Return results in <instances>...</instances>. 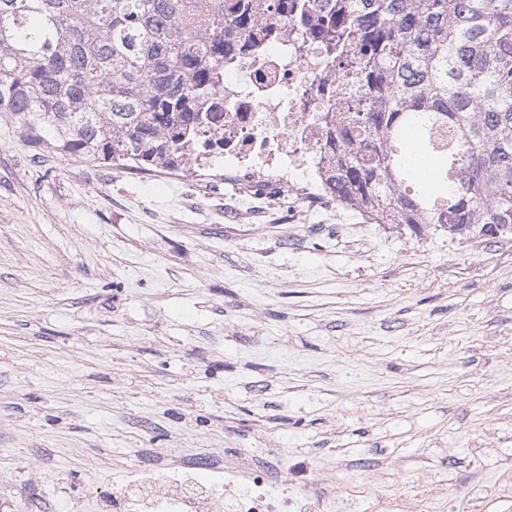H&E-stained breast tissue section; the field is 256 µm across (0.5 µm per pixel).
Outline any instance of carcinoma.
Returning <instances> with one entry per match:
<instances>
[{
  "label": "carcinoma",
  "mask_w": 512,
  "mask_h": 512,
  "mask_svg": "<svg viewBox=\"0 0 512 512\" xmlns=\"http://www.w3.org/2000/svg\"><path fill=\"white\" fill-rule=\"evenodd\" d=\"M298 22L346 76L325 120L336 204L511 241L512 0H0V113L35 159L170 169L224 99L230 48Z\"/></svg>",
  "instance_id": "cac0c4a2"
}]
</instances>
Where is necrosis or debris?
Masks as SVG:
<instances>
[{
    "label": "necrosis or debris",
    "mask_w": 512,
    "mask_h": 512,
    "mask_svg": "<svg viewBox=\"0 0 512 512\" xmlns=\"http://www.w3.org/2000/svg\"><path fill=\"white\" fill-rule=\"evenodd\" d=\"M323 68L319 44L283 38L276 29L259 46L239 45L224 65V107L205 113L180 176L206 170L246 186L248 198L235 213L250 227L273 205L300 222L312 202L334 210L324 190L319 118L331 89ZM140 430L125 481L83 487L96 512H349L348 500L321 491V471L297 480L280 451L188 454L160 449L159 426ZM202 468L221 474V482H199Z\"/></svg>",
    "instance_id": "4bbe7bcc"
}]
</instances>
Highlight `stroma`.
<instances>
[{
	"mask_svg": "<svg viewBox=\"0 0 512 512\" xmlns=\"http://www.w3.org/2000/svg\"><path fill=\"white\" fill-rule=\"evenodd\" d=\"M31 163L0 118V450L45 449L42 512L75 475L123 482L174 401L187 447L288 452L354 512H512V241L415 236L348 209L260 232L191 181Z\"/></svg>",
	"mask_w": 512,
	"mask_h": 512,
	"instance_id": "obj_1",
	"label": "stroma"
}]
</instances>
